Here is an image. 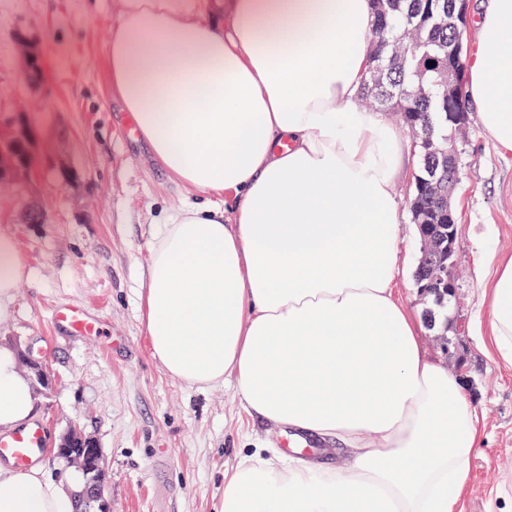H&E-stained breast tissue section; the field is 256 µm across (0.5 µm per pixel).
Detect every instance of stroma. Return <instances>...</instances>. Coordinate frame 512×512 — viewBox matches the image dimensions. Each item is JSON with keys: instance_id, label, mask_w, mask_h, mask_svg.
<instances>
[{"instance_id": "stroma-1", "label": "stroma", "mask_w": 512, "mask_h": 512, "mask_svg": "<svg viewBox=\"0 0 512 512\" xmlns=\"http://www.w3.org/2000/svg\"><path fill=\"white\" fill-rule=\"evenodd\" d=\"M121 0H0V118L27 113L54 155L33 183L0 189V229L17 240L26 275L0 321V345L29 346L53 382L36 387L35 416L49 428L44 474L65 480L64 433L94 436L112 512H221L224 472L243 448H284L280 428L247 416L232 383L203 389L153 357L142 295L150 247L167 213L190 194L152 159L112 97L108 46ZM32 36L48 67L37 88L19 78L18 34ZM387 122L408 150L395 196L407 268L396 286L423 350L461 377L484 414L464 512H512V366L486 352L490 290L512 256V150L470 113L452 203L457 216L458 306L429 324L432 300L414 283L420 241L409 208L417 157L397 113ZM58 308L101 327L84 337L53 324Z\"/></svg>"}]
</instances>
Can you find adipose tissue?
I'll use <instances>...</instances> for the list:
<instances>
[{
    "mask_svg": "<svg viewBox=\"0 0 512 512\" xmlns=\"http://www.w3.org/2000/svg\"><path fill=\"white\" fill-rule=\"evenodd\" d=\"M112 92L180 185L227 195L171 214L150 254L145 324L165 371L233 381L245 411L349 448L339 468L257 448L224 475L223 512H463L482 416L423 354L394 281L403 146L359 105L371 0H122ZM468 93L512 149V0H488ZM26 273L0 230V320ZM490 343L512 364V259ZM35 396L0 346V429ZM66 482L0 462V512H75Z\"/></svg>",
    "mask_w": 512,
    "mask_h": 512,
    "instance_id": "adipose-tissue-1",
    "label": "adipose tissue"
}]
</instances>
